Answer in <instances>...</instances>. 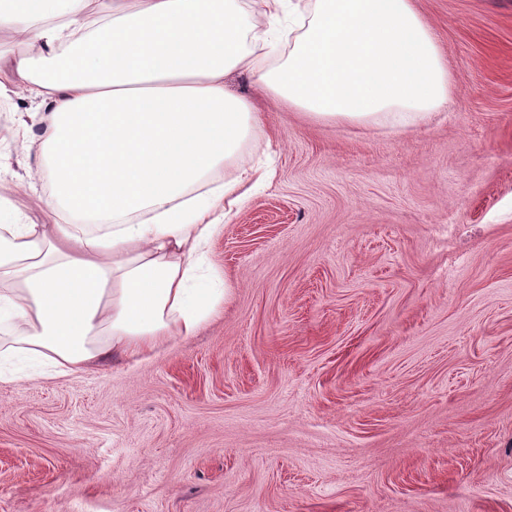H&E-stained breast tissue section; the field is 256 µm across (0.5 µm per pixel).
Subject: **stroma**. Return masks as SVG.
Segmentation results:
<instances>
[{"mask_svg": "<svg viewBox=\"0 0 512 512\" xmlns=\"http://www.w3.org/2000/svg\"><path fill=\"white\" fill-rule=\"evenodd\" d=\"M455 92L426 123L262 100L270 186L226 293L139 361L0 379V512H512V0H417ZM0 99V200L51 224Z\"/></svg>", "mask_w": 512, "mask_h": 512, "instance_id": "35a3bbf8", "label": "stroma"}]
</instances>
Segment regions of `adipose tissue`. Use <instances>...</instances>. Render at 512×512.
Masks as SVG:
<instances>
[{
    "instance_id": "obj_1",
    "label": "adipose tissue",
    "mask_w": 512,
    "mask_h": 512,
    "mask_svg": "<svg viewBox=\"0 0 512 512\" xmlns=\"http://www.w3.org/2000/svg\"><path fill=\"white\" fill-rule=\"evenodd\" d=\"M0 0L39 58L0 59L38 101L62 224L0 220V365L66 376L191 336L221 294L202 276L222 219L272 173L255 103L225 80L326 124L417 125L454 86L415 0ZM98 8L96 28L83 16ZM224 181L192 189L216 169Z\"/></svg>"
}]
</instances>
